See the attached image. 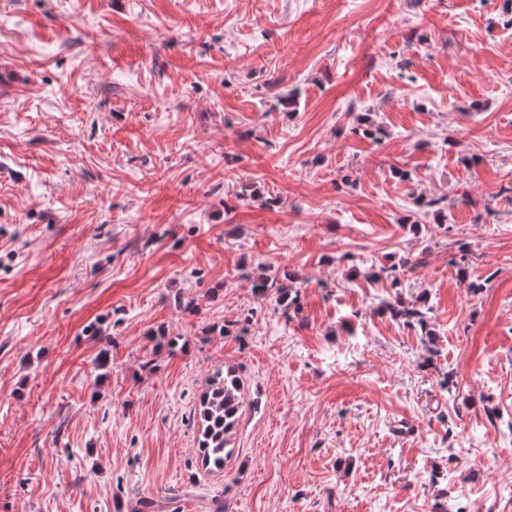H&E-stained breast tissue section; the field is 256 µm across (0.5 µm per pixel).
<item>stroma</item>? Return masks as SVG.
I'll return each instance as SVG.
<instances>
[{
	"label": "stroma",
	"mask_w": 512,
	"mask_h": 512,
	"mask_svg": "<svg viewBox=\"0 0 512 512\" xmlns=\"http://www.w3.org/2000/svg\"><path fill=\"white\" fill-rule=\"evenodd\" d=\"M144 496L512 512V0H0V512ZM257 268L264 272L257 274L252 268L250 273H241L240 279L247 281L254 292L264 297H271L277 308L283 312L288 313L290 309H297L298 287L293 281L295 278L287 272L282 275L277 272L268 274L267 271L271 267L262 264H258ZM243 385L231 366L217 370L200 397L199 449L206 468L221 470L239 417Z\"/></svg>",
	"instance_id": "obj_1"
}]
</instances>
